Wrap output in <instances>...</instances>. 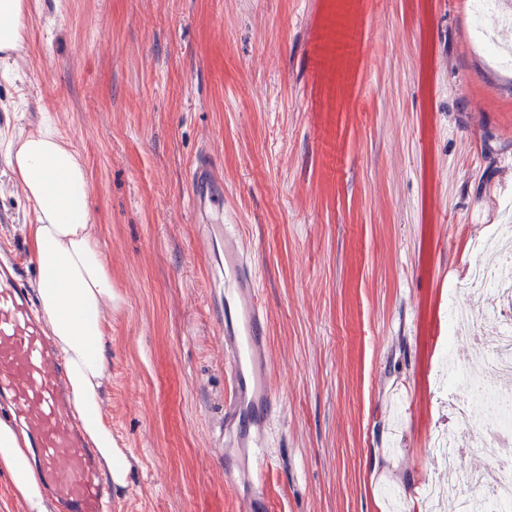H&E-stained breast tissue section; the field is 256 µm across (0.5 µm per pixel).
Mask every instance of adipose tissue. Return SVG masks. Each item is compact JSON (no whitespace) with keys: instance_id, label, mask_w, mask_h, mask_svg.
<instances>
[{"instance_id":"obj_1","label":"adipose tissue","mask_w":512,"mask_h":512,"mask_svg":"<svg viewBox=\"0 0 512 512\" xmlns=\"http://www.w3.org/2000/svg\"><path fill=\"white\" fill-rule=\"evenodd\" d=\"M28 9V0H0V60L25 40ZM5 158L34 210L33 223L23 227L26 260L37 276L39 313L64 362L75 413L110 480L125 485L130 463L117 450L101 410L112 277L91 222L88 172L79 154L46 122L10 141ZM0 477L27 512H49L31 451L6 418H0Z\"/></svg>"}]
</instances>
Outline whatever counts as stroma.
<instances>
[{"mask_svg": "<svg viewBox=\"0 0 512 512\" xmlns=\"http://www.w3.org/2000/svg\"><path fill=\"white\" fill-rule=\"evenodd\" d=\"M0 150L50 117L112 274V512H240L210 154L268 313L264 512H429L448 301L512 201V87L470 0H29ZM34 212L0 154V247Z\"/></svg>", "mask_w": 512, "mask_h": 512, "instance_id": "obj_1", "label": "stroma"}]
</instances>
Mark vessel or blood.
I'll return each instance as SVG.
<instances>
[{
	"instance_id": "1",
	"label": "vessel or blood",
	"mask_w": 512,
	"mask_h": 512,
	"mask_svg": "<svg viewBox=\"0 0 512 512\" xmlns=\"http://www.w3.org/2000/svg\"><path fill=\"white\" fill-rule=\"evenodd\" d=\"M208 154L196 158L190 182L200 216L224 195ZM215 261L213 275L224 291V344L234 390L224 407V431L234 446L263 447L273 408L268 372L267 313L260 300L253 268L232 249ZM7 404L14 423L24 431L39 464L42 481L60 512H112V497L103 482L96 454L82 439L72 401L62 383V367L37 318L16 262L0 257V404ZM256 410V427L238 432L242 411Z\"/></svg>"
}]
</instances>
